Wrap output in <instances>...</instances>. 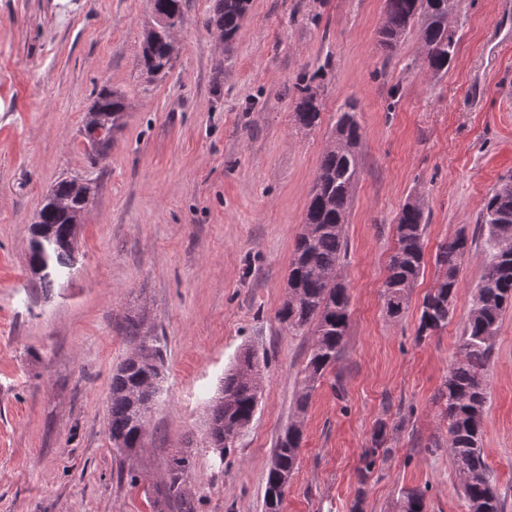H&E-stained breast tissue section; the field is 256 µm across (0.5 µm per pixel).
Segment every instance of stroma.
I'll list each match as a JSON object with an SVG mask.
<instances>
[{
	"instance_id": "35a3bbf8",
	"label": "stroma",
	"mask_w": 512,
	"mask_h": 512,
	"mask_svg": "<svg viewBox=\"0 0 512 512\" xmlns=\"http://www.w3.org/2000/svg\"><path fill=\"white\" fill-rule=\"evenodd\" d=\"M186 0L168 74L139 66L150 0H0V512H153L173 455L192 458L193 512H263L266 474L294 418L311 338L282 324L288 264L336 113L356 106L360 177L341 273L350 325L336 367L303 416L299 466L283 512H395L400 488L429 512H465L447 449L440 391L487 262L477 219L512 174V0H454L447 72L422 65L416 33L385 53V0H251L231 44ZM317 93V126L299 124V80ZM128 111L105 159L81 130L97 91ZM97 181L70 269L47 292L29 271L31 225L63 178ZM418 199L428 264L389 316L387 260L403 205ZM468 237L453 316L419 335L438 246ZM143 320L166 378L144 449L113 455L112 370ZM264 354L259 408L215 465L207 414L243 349ZM483 448L512 512V310L485 371ZM390 453L360 478L378 423Z\"/></svg>"
}]
</instances>
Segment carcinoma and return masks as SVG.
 <instances>
[{
	"mask_svg": "<svg viewBox=\"0 0 512 512\" xmlns=\"http://www.w3.org/2000/svg\"><path fill=\"white\" fill-rule=\"evenodd\" d=\"M155 14L168 26L182 25L185 0H151ZM250 0H214L207 26L228 42L236 35L249 10ZM453 0H386L385 20L379 29L381 46L394 52L411 25H418L423 47V65L437 75L448 70L457 46L455 32L448 26ZM139 65L149 74L168 72L172 67L166 27L143 36ZM125 96L118 90L101 88L87 117L93 118L105 134L103 150H108L112 133L120 127L126 111ZM295 115L300 124L313 127L320 120L317 93L310 84L298 87ZM335 141L324 153L314 178V187L289 264L288 288L294 298L285 299L278 309L279 321L290 328H308L311 345L304 367V382L296 400L297 410H305L309 397L325 374L339 359L350 323L348 289L321 274L340 270L347 243L344 227L351 205L353 186L359 176L358 145L361 127L356 109L347 104L336 113ZM71 195L70 182L59 181L39 210L42 234L30 242V268L39 288L54 285L55 278L70 265V254L63 243L73 234L57 200ZM477 223L487 229L489 259L459 345V357L445 379L448 420L445 443L459 474L466 476L462 491L467 512H505V502L495 491L482 448L483 420L487 404L484 372L494 351L500 321L512 308V176L502 180L487 197ZM425 219L422 207L405 204L396 224V242L388 259L383 294L393 315L408 305L411 288L426 266ZM468 238L460 233L442 244L436 255L435 286L423 300L418 333L445 329L452 317V301L459 288V271ZM133 342L132 351L112 372L108 401V434L113 452L129 457L144 443L138 424L140 408L154 404L164 379L163 349L158 337L143 330V324L129 319L123 326ZM262 381L259 355L248 348L224 374L216 400L209 407L208 444L224 457L236 447V439L250 425L259 406ZM387 425L379 423L373 432V447L366 450L361 477H366L384 448ZM303 433L288 432L277 437L267 472L264 512H282L288 484L297 470ZM189 459L172 458L168 479L157 490L155 512H168L172 505L180 512H193L189 506L186 478ZM397 512H428L426 494L414 487H403L396 501Z\"/></svg>",
	"mask_w": 512,
	"mask_h": 512,
	"instance_id": "cac0c4a2",
	"label": "carcinoma"
}]
</instances>
